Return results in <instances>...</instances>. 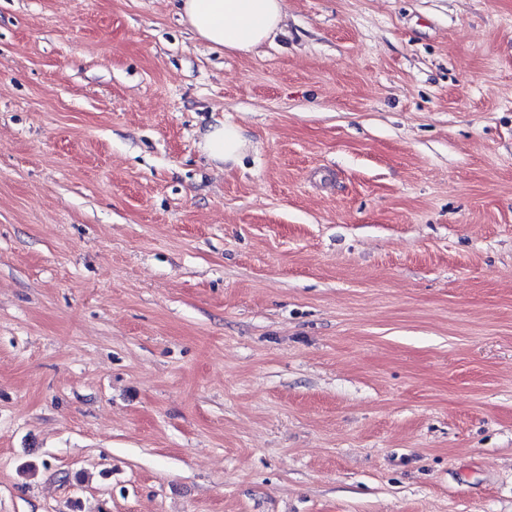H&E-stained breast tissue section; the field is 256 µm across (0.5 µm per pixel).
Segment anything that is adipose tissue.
I'll return each instance as SVG.
<instances>
[{
	"label": "adipose tissue",
	"mask_w": 512,
	"mask_h": 512,
	"mask_svg": "<svg viewBox=\"0 0 512 512\" xmlns=\"http://www.w3.org/2000/svg\"><path fill=\"white\" fill-rule=\"evenodd\" d=\"M180 16L208 44L246 55L271 39L286 15L285 0H181ZM251 147L233 123L214 125L202 135L201 153L214 165H239Z\"/></svg>",
	"instance_id": "ef3b65f1"
}]
</instances>
